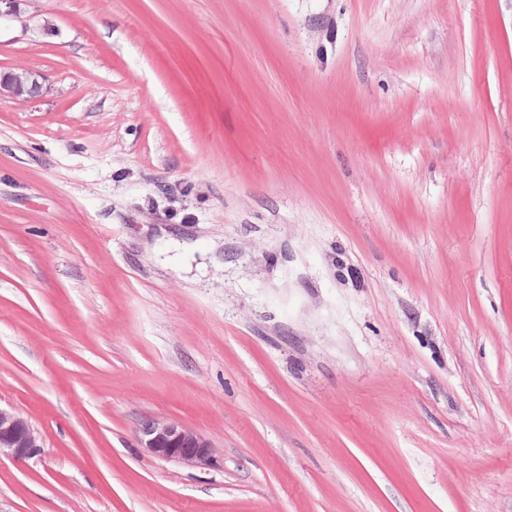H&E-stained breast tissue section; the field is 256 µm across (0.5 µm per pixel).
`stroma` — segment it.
Here are the masks:
<instances>
[{
  "instance_id": "1",
  "label": "stroma",
  "mask_w": 512,
  "mask_h": 512,
  "mask_svg": "<svg viewBox=\"0 0 512 512\" xmlns=\"http://www.w3.org/2000/svg\"><path fill=\"white\" fill-rule=\"evenodd\" d=\"M17 68L0 512H512V0H21ZM39 77L36 72L24 68L0 73V97L3 94L19 99L35 97L41 88ZM40 448L39 436L29 421L20 414L0 407V455L23 461ZM140 447L163 460L193 468L217 464L215 449L200 432L175 420H151L143 424L138 435Z\"/></svg>"
}]
</instances>
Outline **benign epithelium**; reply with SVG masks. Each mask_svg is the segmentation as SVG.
Instances as JSON below:
<instances>
[{
  "instance_id": "1",
  "label": "benign epithelium",
  "mask_w": 512,
  "mask_h": 512,
  "mask_svg": "<svg viewBox=\"0 0 512 512\" xmlns=\"http://www.w3.org/2000/svg\"><path fill=\"white\" fill-rule=\"evenodd\" d=\"M40 90L39 75L20 68L0 73V96L19 99L36 96ZM140 447L163 460L193 468L217 464L215 449L200 432L175 420H151L143 424L138 435ZM39 448V436L29 421L20 414L0 408V454L15 460L31 458Z\"/></svg>"
}]
</instances>
